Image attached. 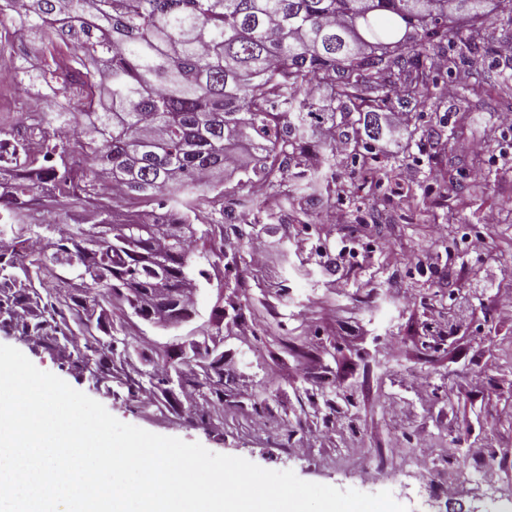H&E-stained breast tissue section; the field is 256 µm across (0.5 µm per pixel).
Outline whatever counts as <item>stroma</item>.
I'll use <instances>...</instances> for the list:
<instances>
[{
    "label": "stroma",
    "instance_id": "obj_1",
    "mask_svg": "<svg viewBox=\"0 0 512 512\" xmlns=\"http://www.w3.org/2000/svg\"><path fill=\"white\" fill-rule=\"evenodd\" d=\"M504 40L512 30L488 33L475 57L449 46L455 97L392 101L409 113L407 131L366 165L339 156L344 223L291 180L205 192L206 218L238 198L252 208L200 225L190 264L205 276L191 320L163 327L113 310L122 354L111 386L68 353L3 330L0 344L155 434L342 490H387L409 512H512V110L473 88L481 75L512 82V59L496 52ZM368 167L383 177L364 179ZM445 176L461 190H444ZM259 209L275 223H253ZM477 235L479 256L468 249ZM203 339L224 354L220 402L203 400L202 370L178 356ZM158 368L190 380L171 402L149 383ZM426 449L438 466L406 467ZM491 470L502 482L493 493L480 488Z\"/></svg>",
    "mask_w": 512,
    "mask_h": 512
}]
</instances>
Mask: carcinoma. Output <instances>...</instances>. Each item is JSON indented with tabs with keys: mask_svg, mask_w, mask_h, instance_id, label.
Wrapping results in <instances>:
<instances>
[{
	"mask_svg": "<svg viewBox=\"0 0 512 512\" xmlns=\"http://www.w3.org/2000/svg\"><path fill=\"white\" fill-rule=\"evenodd\" d=\"M0 0L29 37L17 84L48 96L43 111L0 128V328L112 381V307L150 321L190 317L189 244L201 192L225 176L303 184L332 203L308 133L347 127L353 152L388 136L391 96L425 105L431 37L483 48L474 24L512 27V0ZM358 114L357 122L350 121ZM244 150L248 161L229 167ZM121 195L110 197L113 188ZM156 205L152 218L122 203ZM69 213L59 226L53 217ZM209 394L223 393V356L190 346ZM165 399L168 374L152 376Z\"/></svg>",
	"mask_w": 512,
	"mask_h": 512,
	"instance_id": "1",
	"label": "carcinoma"
}]
</instances>
